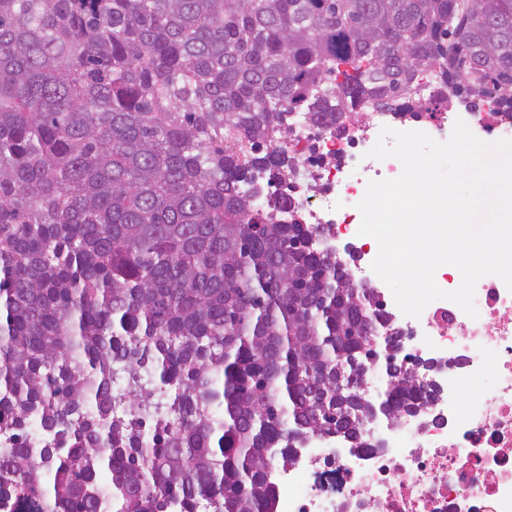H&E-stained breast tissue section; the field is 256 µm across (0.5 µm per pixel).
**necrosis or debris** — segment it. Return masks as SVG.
Segmentation results:
<instances>
[{"label":"necrosis or debris","instance_id":"1","mask_svg":"<svg viewBox=\"0 0 512 512\" xmlns=\"http://www.w3.org/2000/svg\"><path fill=\"white\" fill-rule=\"evenodd\" d=\"M407 119L371 111L336 132L292 113L288 195L301 222L355 232L352 203L368 181L402 172L367 153L383 126ZM475 306L473 319L439 299L415 319L385 296L376 336L420 331L421 353L441 364L436 386L423 387L417 412L365 422L361 447L326 439L295 448L276 480L275 512H512V291L483 277Z\"/></svg>","mask_w":512,"mask_h":512}]
</instances>
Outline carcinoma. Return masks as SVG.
<instances>
[{
  "instance_id": "cac0c4a2",
  "label": "carcinoma",
  "mask_w": 512,
  "mask_h": 512,
  "mask_svg": "<svg viewBox=\"0 0 512 512\" xmlns=\"http://www.w3.org/2000/svg\"><path fill=\"white\" fill-rule=\"evenodd\" d=\"M433 72L512 122V0H0L9 512H273L277 458L336 426L310 372L370 367L376 301L261 206L295 174L268 142L434 112ZM457 84L448 82L447 87H442L435 77L428 76L419 82L417 96L424 101H432L440 98L454 99L457 96Z\"/></svg>"
}]
</instances>
